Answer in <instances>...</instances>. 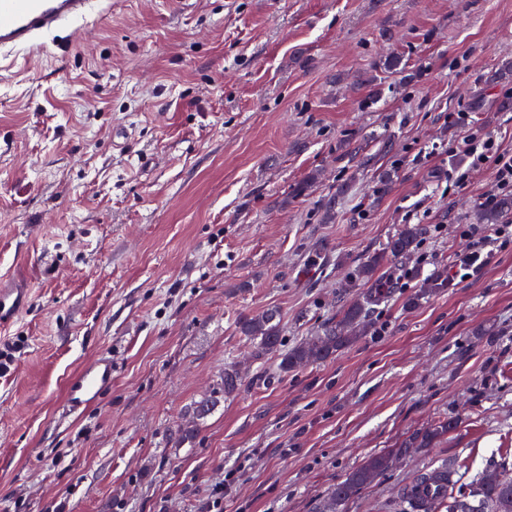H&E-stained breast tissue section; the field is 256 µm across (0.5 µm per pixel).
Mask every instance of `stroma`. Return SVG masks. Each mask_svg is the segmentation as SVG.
<instances>
[{
    "label": "stroma",
    "instance_id": "stroma-1",
    "mask_svg": "<svg viewBox=\"0 0 512 512\" xmlns=\"http://www.w3.org/2000/svg\"><path fill=\"white\" fill-rule=\"evenodd\" d=\"M510 62L512 0H112L1 68L0 269L33 301L0 375V512H199L219 486L224 512H323L367 457L454 413L338 512H401L444 462L467 483L512 469V247L453 268L493 176L452 188L458 159H415L459 110L512 153ZM410 220L426 232L381 268L370 334L287 374L254 356L240 313L276 311L294 346ZM440 270L447 288L407 306ZM103 350L111 389L63 417Z\"/></svg>",
    "mask_w": 512,
    "mask_h": 512
}]
</instances>
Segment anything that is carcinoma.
<instances>
[{
	"instance_id": "carcinoma-1",
	"label": "carcinoma",
	"mask_w": 512,
	"mask_h": 512,
	"mask_svg": "<svg viewBox=\"0 0 512 512\" xmlns=\"http://www.w3.org/2000/svg\"><path fill=\"white\" fill-rule=\"evenodd\" d=\"M509 210L512 211V197H504L495 206L479 210L478 219L484 224H495ZM425 232L421 224H407L381 251L367 255L356 267L355 276L371 284V288L346 300L339 320L321 325L314 335L295 346L283 348L279 321L273 312L242 313L236 322L237 329L255 344L256 357L276 356L283 373L336 357L369 332L375 306L390 298L391 288L379 275L381 267L390 258L408 256ZM446 286L448 277L438 271L431 275L430 287L417 289L407 305L415 306L436 289ZM461 422L462 417L455 415L416 431L400 444L397 453L403 454L410 448H432ZM392 458L391 452L372 455L336 483L328 493V512H336V507L348 500L354 490L385 475L391 468ZM455 476L456 470L446 463L417 474L400 493L406 512H440L443 507L447 512H512V487L496 483L491 475L459 485Z\"/></svg>"
}]
</instances>
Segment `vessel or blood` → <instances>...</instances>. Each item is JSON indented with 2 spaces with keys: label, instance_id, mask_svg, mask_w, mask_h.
<instances>
[{
  "label": "vessel or blood",
  "instance_id": "1",
  "mask_svg": "<svg viewBox=\"0 0 512 512\" xmlns=\"http://www.w3.org/2000/svg\"><path fill=\"white\" fill-rule=\"evenodd\" d=\"M112 0H0V61L43 46L47 39L103 19ZM13 272L0 273V334L28 311L32 290L13 285ZM112 386V357L103 354L71 376L66 385L64 411L82 415Z\"/></svg>",
  "mask_w": 512,
  "mask_h": 512
}]
</instances>
